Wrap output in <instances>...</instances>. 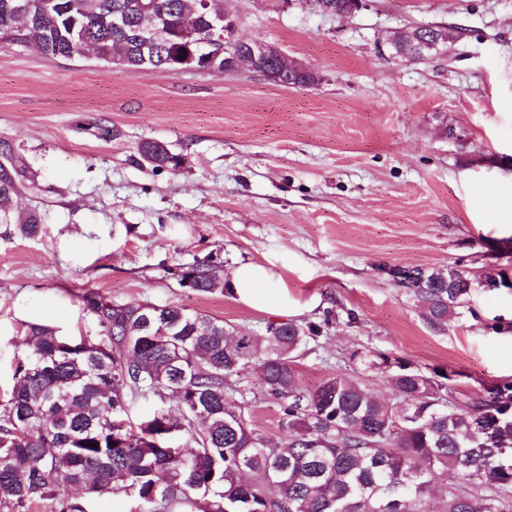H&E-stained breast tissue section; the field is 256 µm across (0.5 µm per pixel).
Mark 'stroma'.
<instances>
[{
  "instance_id": "obj_1",
  "label": "stroma",
  "mask_w": 512,
  "mask_h": 512,
  "mask_svg": "<svg viewBox=\"0 0 512 512\" xmlns=\"http://www.w3.org/2000/svg\"><path fill=\"white\" fill-rule=\"evenodd\" d=\"M238 34L276 44L320 75L305 88L254 71L132 74L93 60L0 49V153L20 170L23 210L42 231L0 224V400L25 325L93 336L85 289L117 303L179 304L265 335L324 323L298 357L302 387L380 371L354 350L453 371L454 391L512 381V288H480L443 329L388 275L455 266L512 279V0H363L352 15L316 0H231ZM445 27L443 53L391 56L388 34ZM159 140L178 170L140 164ZM220 255L281 277L285 312L197 293L183 264ZM253 428L281 437L278 400L243 380Z\"/></svg>"
}]
</instances>
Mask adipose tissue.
Instances as JSON below:
<instances>
[{
	"label": "adipose tissue",
	"instance_id": "1",
	"mask_svg": "<svg viewBox=\"0 0 512 512\" xmlns=\"http://www.w3.org/2000/svg\"><path fill=\"white\" fill-rule=\"evenodd\" d=\"M230 284L231 294L246 306L278 311L288 308L286 286L264 265L248 263L237 267Z\"/></svg>",
	"mask_w": 512,
	"mask_h": 512
}]
</instances>
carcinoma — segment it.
I'll use <instances>...</instances> for the list:
<instances>
[{
	"mask_svg": "<svg viewBox=\"0 0 512 512\" xmlns=\"http://www.w3.org/2000/svg\"><path fill=\"white\" fill-rule=\"evenodd\" d=\"M229 0H0V49L33 44L49 60L80 57L98 42L95 61L113 52L133 74L166 70L206 45L187 46L190 24L206 40ZM164 32L151 46L145 26ZM281 85L307 87L312 75L285 71ZM154 170L181 158L158 140L138 146ZM23 184L0 164V224L23 237L39 212L15 214ZM440 330L468 302L475 283L448 269L382 266ZM180 286L224 293V260L214 254L182 268ZM99 327L78 339L46 323L24 330L26 352L15 385L0 402V512H87L88 498L123 495L130 512H512V383L449 400L447 373L355 350L350 361L385 373L379 399L336 374L301 387L297 353L320 336L315 323L288 321L258 336L181 305L116 304L92 289L81 295ZM256 375L282 402L280 442L245 416L240 383ZM136 397L153 410L135 425ZM96 447H91V444Z\"/></svg>",
	"mask_w": 512,
	"mask_h": 512,
	"instance_id": "obj_1",
	"label": "carcinoma"
}]
</instances>
